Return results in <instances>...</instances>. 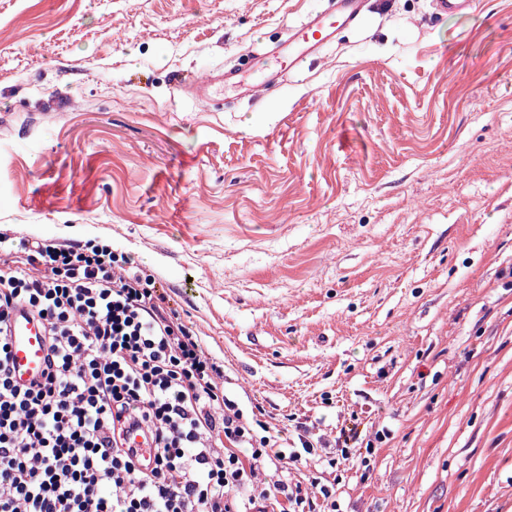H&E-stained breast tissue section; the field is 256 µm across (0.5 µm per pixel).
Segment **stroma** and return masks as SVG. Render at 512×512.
<instances>
[{"mask_svg":"<svg viewBox=\"0 0 512 512\" xmlns=\"http://www.w3.org/2000/svg\"><path fill=\"white\" fill-rule=\"evenodd\" d=\"M326 0H0V231L111 241L339 512H512V0H371L251 104L187 78ZM477 0H431L434 15L441 19H455L476 8ZM180 89L186 97L192 98L199 106L210 105L213 95L224 89V71L218 73L216 69L184 83ZM359 435L354 429H341L339 435L336 437V454L328 457L327 465L333 472L342 471L346 466V462L351 458L350 448H356L355 444L358 443Z\"/></svg>","mask_w":512,"mask_h":512,"instance_id":"obj_1","label":"stroma"}]
</instances>
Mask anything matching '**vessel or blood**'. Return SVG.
Listing matches in <instances>:
<instances>
[{
  "label": "vessel or blood",
  "mask_w": 512,
  "mask_h": 512,
  "mask_svg": "<svg viewBox=\"0 0 512 512\" xmlns=\"http://www.w3.org/2000/svg\"><path fill=\"white\" fill-rule=\"evenodd\" d=\"M477 0H431L434 15L442 19H455L469 14ZM368 0H335L332 10L304 16L288 27L289 45L281 51L284 71L299 72L311 58L319 56L335 44L338 30L357 28L366 12ZM224 88V76L217 70L182 85L181 90L197 105L208 106L213 95ZM9 340L15 380L27 384L41 377L47 365V350L42 324L26 309H19L9 326ZM135 449L141 467L153 464V450L146 432L135 431L128 437Z\"/></svg>",
  "instance_id": "vessel-or-blood-1"
}]
</instances>
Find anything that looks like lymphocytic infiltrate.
Segmentation results:
<instances>
[{"label": "lymphocytic infiltrate", "mask_w": 512, "mask_h": 512, "mask_svg": "<svg viewBox=\"0 0 512 512\" xmlns=\"http://www.w3.org/2000/svg\"><path fill=\"white\" fill-rule=\"evenodd\" d=\"M20 307L47 336V371L27 385L10 366ZM223 378L127 257L0 233V512H336L320 478H288L314 452L305 423L292 451L282 431L257 435ZM136 427L154 444L148 473L123 439Z\"/></svg>", "instance_id": "1"}]
</instances>
